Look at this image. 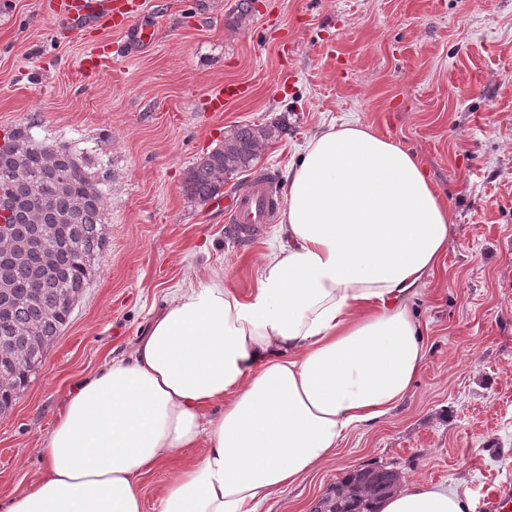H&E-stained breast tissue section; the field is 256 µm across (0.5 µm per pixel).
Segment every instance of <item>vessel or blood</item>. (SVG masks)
<instances>
[{"instance_id": "vessel-or-blood-1", "label": "vessel or blood", "mask_w": 512, "mask_h": 512, "mask_svg": "<svg viewBox=\"0 0 512 512\" xmlns=\"http://www.w3.org/2000/svg\"><path fill=\"white\" fill-rule=\"evenodd\" d=\"M53 9L73 20H95L105 26L115 22L127 23L136 12L135 0H55ZM249 93V86L230 82L211 94L210 106L213 111L220 112L229 103L246 98ZM281 204V197L271 192L260 175L233 199L218 198L214 201L215 208L227 211L232 234L245 241L261 234ZM482 508L484 512H512V486L489 485Z\"/></svg>"}]
</instances>
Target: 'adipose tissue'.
Returning a JSON list of instances; mask_svg holds the SVG:
<instances>
[{"label":"adipose tissue","mask_w":512,"mask_h":512,"mask_svg":"<svg viewBox=\"0 0 512 512\" xmlns=\"http://www.w3.org/2000/svg\"><path fill=\"white\" fill-rule=\"evenodd\" d=\"M285 196L250 294L216 273L173 292L69 391L40 471L0 512H146L141 478L177 453L155 512H259L405 399L426 358L411 301L451 242L447 199L414 153L351 123L310 137ZM382 512L473 506L414 480Z\"/></svg>","instance_id":"adipose-tissue-1"}]
</instances>
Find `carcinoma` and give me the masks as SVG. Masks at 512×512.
<instances>
[{"mask_svg":"<svg viewBox=\"0 0 512 512\" xmlns=\"http://www.w3.org/2000/svg\"><path fill=\"white\" fill-rule=\"evenodd\" d=\"M275 133L258 125L236 127L225 137L236 151L226 154L220 145L194 163L186 195L207 202L222 194L224 182L250 170L260 147ZM56 148L34 139L27 128L7 132L0 146V221L14 225L13 239H0V246L10 247L40 224L64 225V232L46 245L54 255L52 265L34 254L25 265L5 271L12 288L6 296L0 293V304L5 298L9 304L7 314L0 315V342L10 344L14 364L0 360V372L11 379L10 392L0 396V415L12 409L67 325L71 310L62 300L82 295L105 247V201L95 164ZM396 482L397 474L386 467L360 469L332 487L313 512H376L373 504L391 495Z\"/></svg>","mask_w":512,"mask_h":512,"instance_id":"1","label":"carcinoma"}]
</instances>
